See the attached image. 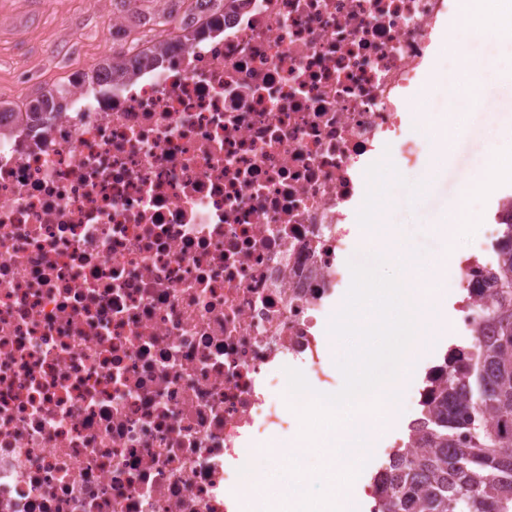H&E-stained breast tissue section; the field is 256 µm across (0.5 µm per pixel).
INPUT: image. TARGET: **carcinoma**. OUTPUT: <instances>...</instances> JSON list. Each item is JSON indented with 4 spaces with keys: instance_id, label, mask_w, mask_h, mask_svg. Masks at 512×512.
<instances>
[{
    "instance_id": "carcinoma-1",
    "label": "carcinoma",
    "mask_w": 512,
    "mask_h": 512,
    "mask_svg": "<svg viewBox=\"0 0 512 512\" xmlns=\"http://www.w3.org/2000/svg\"><path fill=\"white\" fill-rule=\"evenodd\" d=\"M168 16L191 20L184 0H165ZM140 65L125 57L106 60L84 77L94 90L106 79H130ZM62 93L42 95L15 118L27 125L41 111H63ZM496 292L480 305V321L493 325L489 343L475 339L458 353L459 365L422 408L428 447L410 456L394 453L389 471L373 478L385 512H512V214L498 244Z\"/></svg>"
}]
</instances>
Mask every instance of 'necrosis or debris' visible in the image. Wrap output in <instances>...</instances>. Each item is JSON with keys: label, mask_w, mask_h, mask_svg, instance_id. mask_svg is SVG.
I'll return each instance as SVG.
<instances>
[{"label": "necrosis or debris", "mask_w": 512, "mask_h": 512, "mask_svg": "<svg viewBox=\"0 0 512 512\" xmlns=\"http://www.w3.org/2000/svg\"><path fill=\"white\" fill-rule=\"evenodd\" d=\"M451 0H226L159 65L27 129L0 114V512H231L301 422L363 160L398 147ZM453 262L479 336L498 215Z\"/></svg>", "instance_id": "obj_1"}]
</instances>
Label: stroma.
<instances>
[{"instance_id": "35a3bbf8", "label": "stroma", "mask_w": 512, "mask_h": 512, "mask_svg": "<svg viewBox=\"0 0 512 512\" xmlns=\"http://www.w3.org/2000/svg\"><path fill=\"white\" fill-rule=\"evenodd\" d=\"M163 9L161 0H0V105L22 107L49 88L65 86L72 70L93 60H109L148 42L153 28L146 17ZM119 17L125 23L121 34H113L108 22ZM463 53L475 66L455 76L453 42L439 45L435 58L425 68L423 89L406 117L404 135L410 152L396 149L377 151L373 161L389 160L400 175L388 183L385 203L378 221L393 241L415 252L435 256L445 223L464 187L482 169L490 143L512 130V67L498 37L475 36L463 31ZM479 96L457 116L450 135L448 153H440L432 137L421 132L425 118L448 112L450 97H463L471 88ZM419 183L423 192L410 202L409 185ZM471 339L458 334L437 337L398 391L395 420L389 425L397 436L406 433L400 421L406 412L410 389L419 385L428 365L439 363L448 347L468 345Z\"/></svg>"}]
</instances>
